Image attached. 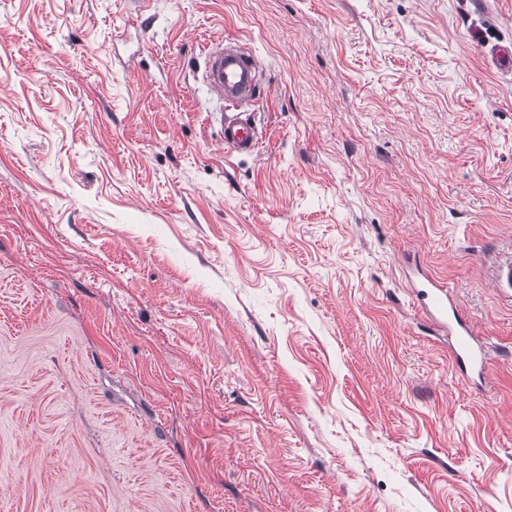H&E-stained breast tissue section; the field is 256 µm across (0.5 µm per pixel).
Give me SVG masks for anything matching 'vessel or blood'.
<instances>
[{
  "mask_svg": "<svg viewBox=\"0 0 512 512\" xmlns=\"http://www.w3.org/2000/svg\"><path fill=\"white\" fill-rule=\"evenodd\" d=\"M260 69L256 56L243 47L227 49L218 43L206 53L203 80L225 106L218 137L226 154L253 153L262 138L255 113L241 109L255 95Z\"/></svg>",
  "mask_w": 512,
  "mask_h": 512,
  "instance_id": "b4317fda",
  "label": "vessel or blood"
}]
</instances>
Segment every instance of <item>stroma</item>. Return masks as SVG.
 <instances>
[{
	"label": "stroma",
	"mask_w": 512,
	"mask_h": 512,
	"mask_svg": "<svg viewBox=\"0 0 512 512\" xmlns=\"http://www.w3.org/2000/svg\"><path fill=\"white\" fill-rule=\"evenodd\" d=\"M501 45L512 0H0V512H512ZM261 68L252 51L244 47L224 50V44L218 43L206 53L203 80L210 92L224 102V113L211 114L220 115L218 137L228 155L252 154L262 138L255 112H227L254 99Z\"/></svg>",
	"instance_id": "obj_1"
}]
</instances>
